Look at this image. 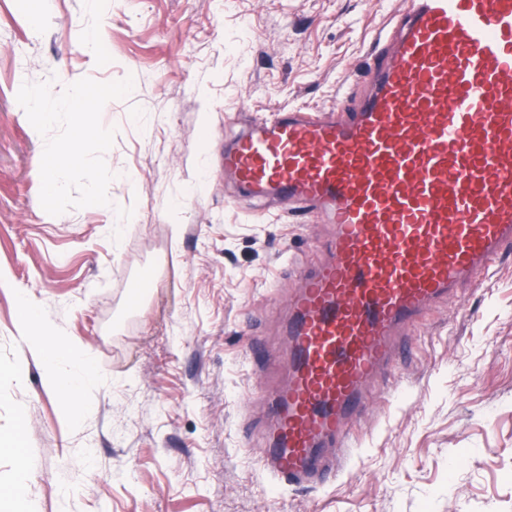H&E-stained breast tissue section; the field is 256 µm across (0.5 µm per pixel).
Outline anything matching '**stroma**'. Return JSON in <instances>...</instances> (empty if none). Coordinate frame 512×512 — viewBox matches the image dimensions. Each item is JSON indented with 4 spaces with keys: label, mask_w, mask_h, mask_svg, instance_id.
<instances>
[{
    "label": "stroma",
    "mask_w": 512,
    "mask_h": 512,
    "mask_svg": "<svg viewBox=\"0 0 512 512\" xmlns=\"http://www.w3.org/2000/svg\"><path fill=\"white\" fill-rule=\"evenodd\" d=\"M405 7L0 0V480L27 455L35 512H512V259L411 328L345 473L291 489L256 465L262 399L288 380V297L330 227L253 206L224 177V139L286 108L342 115ZM129 75L101 114L116 130L109 205L49 215L45 141L18 90ZM119 206L134 214L116 241ZM19 291L92 361L80 418L44 382Z\"/></svg>",
    "instance_id": "35a3bbf8"
}]
</instances>
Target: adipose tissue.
<instances>
[{"label": "adipose tissue", "instance_id": "adipose-tissue-1", "mask_svg": "<svg viewBox=\"0 0 512 512\" xmlns=\"http://www.w3.org/2000/svg\"><path fill=\"white\" fill-rule=\"evenodd\" d=\"M18 322L22 332H37L39 358L48 373V384L68 404L73 415L84 411L83 397L97 382L89 358L74 353L60 338L57 328L47 323L25 294H17Z\"/></svg>", "mask_w": 512, "mask_h": 512}]
</instances>
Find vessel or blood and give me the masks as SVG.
Instances as JSON below:
<instances>
[{"label": "vessel or blood", "instance_id": "b4317fda", "mask_svg": "<svg viewBox=\"0 0 512 512\" xmlns=\"http://www.w3.org/2000/svg\"><path fill=\"white\" fill-rule=\"evenodd\" d=\"M390 43L346 116L288 108L224 146L242 192L333 228L264 399L258 464L279 484L339 476L411 325L512 256V0H407Z\"/></svg>", "mask_w": 512, "mask_h": 512}]
</instances>
